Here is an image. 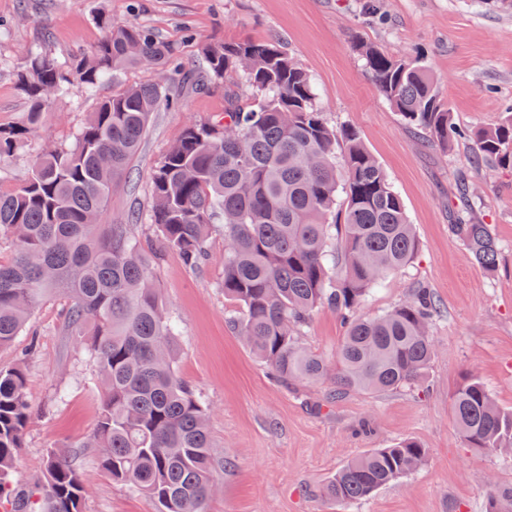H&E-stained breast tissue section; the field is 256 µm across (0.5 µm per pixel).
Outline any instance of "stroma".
Returning <instances> with one entry per match:
<instances>
[{"instance_id": "1", "label": "stroma", "mask_w": 512, "mask_h": 512, "mask_svg": "<svg viewBox=\"0 0 512 512\" xmlns=\"http://www.w3.org/2000/svg\"><path fill=\"white\" fill-rule=\"evenodd\" d=\"M365 0H0V126L26 110L15 73L29 49L41 46L60 60L87 52L103 37L102 11L118 21L147 25L171 40L191 30L184 55L200 45L276 37L315 79L328 125L354 127L398 191L414 226L412 263L365 298L361 311L377 316L419 288L440 310L431 335L435 356L424 382L400 390L351 391L324 403V385L285 384L237 335L234 303L225 299L224 235L215 232L200 269L170 254L155 262L161 296L181 326L177 369L205 402L214 444L224 457L208 512H486L491 483L512 484V454L468 448L450 412L451 397L468 376L478 377L498 406L512 409V168L474 163L473 133L500 121L512 104V12L486 0H383L370 19ZM395 56L420 54L439 81L443 99L466 131L448 151L404 125L378 93L353 39ZM127 71L120 83L103 79L94 90L73 84L55 100L38 133L0 164V184L18 182L47 145L69 146L87 115L118 91L143 79ZM224 90L180 92V104L152 114L127 186L112 194L110 214L137 217L141 241L153 237L145 216L150 174L193 121L217 119ZM474 189L476 219L491 225L499 264L486 273L450 234L458 176ZM65 299L41 303L14 342L0 348V368L23 364L32 416L13 480L38 500L44 460L71 447L90 494L84 512H154L147 498L112 482L95 449L77 440L95 427L102 404L92 357L64 322ZM344 334L335 310L319 308L301 337L315 354L334 359ZM427 448L424 465L371 498L344 505L327 501L324 484L353 457L403 439Z\"/></svg>"}]
</instances>
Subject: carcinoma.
<instances>
[{
	"mask_svg": "<svg viewBox=\"0 0 512 512\" xmlns=\"http://www.w3.org/2000/svg\"><path fill=\"white\" fill-rule=\"evenodd\" d=\"M106 36L91 51L60 62L32 49L17 74L27 103L14 126L0 127V163L41 126L51 104L74 82L93 89L129 69L164 76L127 84L100 101L71 147H50L19 183L0 187V235L13 256L0 260V347L26 328L40 303L64 296L67 327L93 358L103 402L95 430L75 444L95 448L112 481L140 494L157 512H207L221 459L208 411L176 368L178 331L154 284V272L127 225L107 224L112 190L130 165L150 117L173 103V89L224 84V116L192 122L153 170L149 224L157 249L190 269L208 257L215 225L224 230V298L234 324L281 382L324 383L328 365L305 351L301 332L324 306L341 316L331 399L352 390L392 391L424 379L435 355L429 327L437 304L422 289L377 317L359 307L377 284L414 259L418 242L403 202L379 162L350 126L327 124L311 75L274 38H237L201 47L202 66L186 64L182 43L147 26L93 16ZM379 94L435 146L458 128L436 81L417 54L393 56L353 42ZM480 160H512V107L475 137ZM451 234L482 269L498 265L496 238L472 214L462 178ZM469 447L512 450V411L499 408L471 376L451 398ZM31 418L22 365L0 369V500L13 512L31 502L10 479ZM427 449L411 440L373 448L323 486L324 498L348 504L413 473ZM42 512H83L88 487L69 456L44 463ZM489 512H512V485L491 486Z\"/></svg>",
	"mask_w": 512,
	"mask_h": 512,
	"instance_id": "1",
	"label": "carcinoma"
}]
</instances>
